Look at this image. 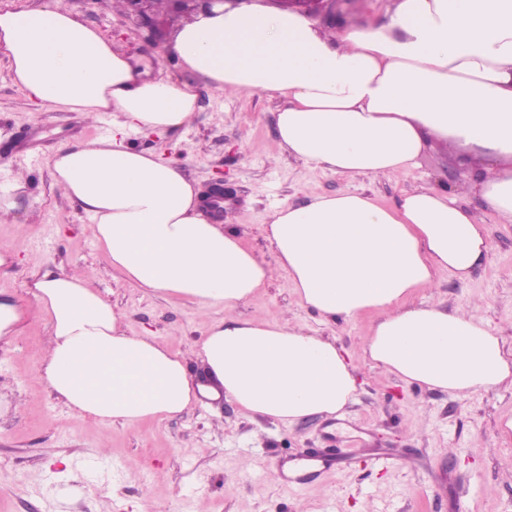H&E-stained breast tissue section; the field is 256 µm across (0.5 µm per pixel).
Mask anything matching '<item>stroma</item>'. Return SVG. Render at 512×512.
Returning <instances> with one entry per match:
<instances>
[{"instance_id":"35a3bbf8","label":"stroma","mask_w":512,"mask_h":512,"mask_svg":"<svg viewBox=\"0 0 512 512\" xmlns=\"http://www.w3.org/2000/svg\"><path fill=\"white\" fill-rule=\"evenodd\" d=\"M112 0H67L152 79L172 76L198 92L191 123L162 136L129 133L128 144L164 153L201 186L225 177L235 189L225 213L244 223V242L275 265L264 225L273 207L333 195L347 186L382 206L417 185L439 186L467 174L470 150L427 146L415 168L388 181L353 184L288 156L273 124L277 100L262 93H212L198 75L164 53L185 13L161 14L154 41ZM391 0H336V13L316 16L329 26L382 21ZM112 115L34 109L0 57V193L16 174L31 176L36 206L0 214V245L15 247L0 266V298L22 312L16 336L0 343V512H512V440L497 423L512 413V388H490L456 400L439 390L401 384L386 371L359 366L354 403L339 414L293 425L241 410L206 388L190 409L161 420L101 429L80 418L40 377L50 326L28 285L45 272L89 273L122 316L131 336H146L184 353L204 336L221 308L203 309L151 294L113 270L78 204L52 187L50 159L66 144L104 138ZM488 255L467 283L440 272L415 302L445 309L483 300L489 329L512 345V224L487 221ZM237 313L245 319L287 318L361 355L376 318L326 324L300 305L285 275L274 274ZM314 459L329 470L306 482L275 481L277 462Z\"/></svg>"}]
</instances>
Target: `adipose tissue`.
I'll return each mask as SVG.
<instances>
[{
	"label": "adipose tissue",
	"instance_id": "1",
	"mask_svg": "<svg viewBox=\"0 0 512 512\" xmlns=\"http://www.w3.org/2000/svg\"><path fill=\"white\" fill-rule=\"evenodd\" d=\"M170 53L213 91L276 96L281 147L348 182L399 177L430 142L472 151L466 179L417 186L391 207L351 190L278 204L265 227L272 268L205 213L181 166L125 143L133 128L187 124L197 101L190 84L147 78L63 0L0 11V56L29 100L112 115L111 136L59 148L50 167L54 184L95 218L113 268L151 293L223 308L194 345L206 377L244 411L288 424L352 401L351 351L287 320L235 316L277 268L326 322L379 311L365 359L403 383L455 399L512 388V349L478 308L412 300L438 272L464 283L485 261V220L463 198L480 195L512 224V0H394L384 24L343 28L251 0L195 15ZM32 295L51 326L41 375L81 418L134 425L194 403L183 356L123 332L86 275L44 274Z\"/></svg>",
	"mask_w": 512,
	"mask_h": 512
}]
</instances>
